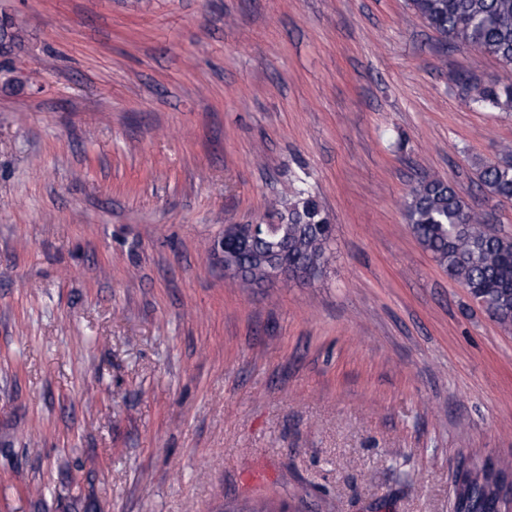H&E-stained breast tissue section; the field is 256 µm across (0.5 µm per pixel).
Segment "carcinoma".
Returning <instances> with one entry per match:
<instances>
[{
  "instance_id": "obj_1",
  "label": "carcinoma",
  "mask_w": 512,
  "mask_h": 512,
  "mask_svg": "<svg viewBox=\"0 0 512 512\" xmlns=\"http://www.w3.org/2000/svg\"><path fill=\"white\" fill-rule=\"evenodd\" d=\"M409 6L441 40L472 47L512 66V0H409ZM475 104L512 111V84L484 87L461 75L452 76ZM478 178L493 198L512 201V149L483 165ZM405 213L411 233L448 277L465 288L483 311L501 327L512 329V238L485 227L454 186L427 176L410 191ZM287 221L268 242L241 246L238 237L225 240L226 261L237 266L238 280L247 288L267 283L266 271L275 260L288 267L291 279L321 277L332 257L333 228L320 202L298 193L288 199ZM494 494L487 477L474 471L456 496L460 512H489Z\"/></svg>"
}]
</instances>
